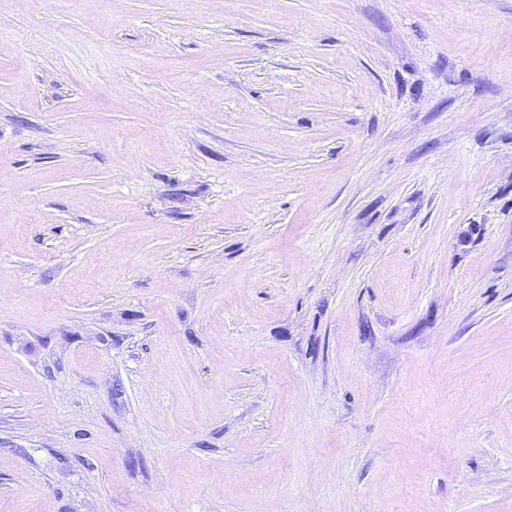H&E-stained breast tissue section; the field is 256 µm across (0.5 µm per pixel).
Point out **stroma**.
I'll return each instance as SVG.
<instances>
[{
    "label": "stroma",
    "mask_w": 512,
    "mask_h": 512,
    "mask_svg": "<svg viewBox=\"0 0 512 512\" xmlns=\"http://www.w3.org/2000/svg\"><path fill=\"white\" fill-rule=\"evenodd\" d=\"M0 512H512V0H0Z\"/></svg>",
    "instance_id": "obj_1"
}]
</instances>
